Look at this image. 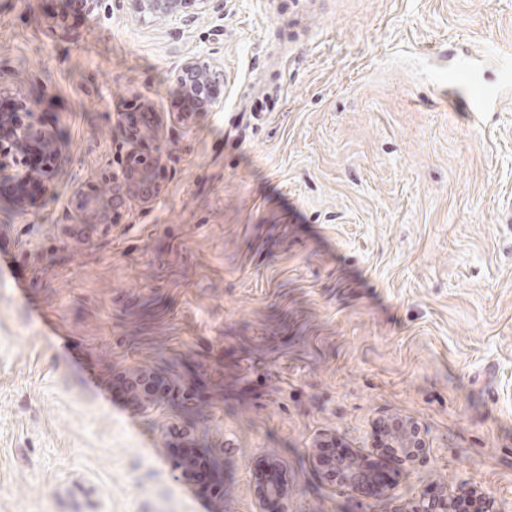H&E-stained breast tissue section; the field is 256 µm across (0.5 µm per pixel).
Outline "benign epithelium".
Listing matches in <instances>:
<instances>
[{"label": "benign epithelium", "mask_w": 512, "mask_h": 512, "mask_svg": "<svg viewBox=\"0 0 512 512\" xmlns=\"http://www.w3.org/2000/svg\"><path fill=\"white\" fill-rule=\"evenodd\" d=\"M103 0H61V9L54 17L43 13L34 16L38 25L62 39L74 40L77 32L68 24L71 13L90 15L96 12ZM135 17L140 20H164L181 15L187 9L200 6L203 12L220 13V0H127ZM182 75L180 95L194 98L199 111L212 108L209 87L224 79V72L201 63L197 58H188L179 66ZM145 123L132 129L127 123V113L114 116L112 137V169L102 177L99 186H90V191L80 190L76 194V215L89 235L97 229L112 230L120 211L135 206H145L158 198L165 188L168 174V155L159 146L162 141L163 113L149 102L143 103ZM60 138L56 129L37 122L33 113L21 102L11 98L0 100V183L8 180L19 188L30 184L38 187L32 196L18 194L13 201L17 208L26 209L37 204L53 190ZM133 405L147 411L156 405L154 397L142 393V381L146 372L133 367L128 372ZM390 441L398 452L399 472L389 482L376 481L368 471L370 453H354L333 462L338 475L329 477L350 489L361 499L376 505L377 512H498L495 501L477 488L465 490L470 502L461 506L460 493L448 490V485L437 484L434 490L424 489L418 498L403 501L397 494L400 480L409 475L417 459L418 449L426 447L420 426L414 420L391 430ZM268 479L265 490L280 499L288 496V479L278 462L268 463Z\"/></svg>", "instance_id": "7a95c632"}]
</instances>
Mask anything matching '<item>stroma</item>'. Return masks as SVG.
Instances as JSON below:
<instances>
[{
  "label": "stroma",
  "instance_id": "35a3bbf8",
  "mask_svg": "<svg viewBox=\"0 0 512 512\" xmlns=\"http://www.w3.org/2000/svg\"><path fill=\"white\" fill-rule=\"evenodd\" d=\"M0 0V91L61 139L50 196L0 201V512H368L314 473L416 419L398 493L475 486L512 512V94L469 112L449 56L512 53V0H224L139 21L126 0L59 41ZM190 57L221 66L211 111L168 137L170 177L112 231L69 236L112 161L113 113L176 111ZM275 104L240 111L252 86ZM197 398L139 412L130 367ZM207 457L196 491L172 454ZM267 473L268 479L264 481L265 492L284 499L288 496V479L283 474L282 466L279 462H269Z\"/></svg>",
  "mask_w": 512,
  "mask_h": 512
}]
</instances>
